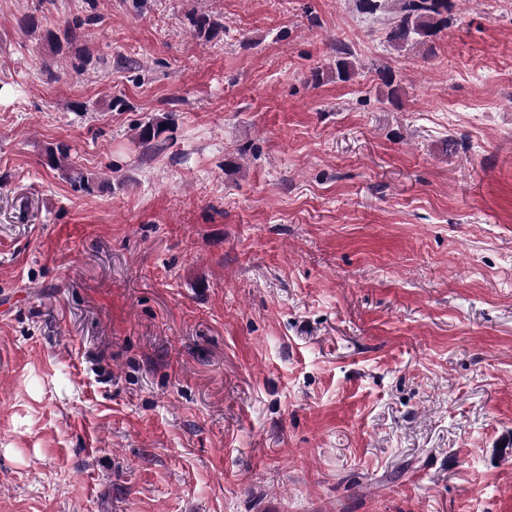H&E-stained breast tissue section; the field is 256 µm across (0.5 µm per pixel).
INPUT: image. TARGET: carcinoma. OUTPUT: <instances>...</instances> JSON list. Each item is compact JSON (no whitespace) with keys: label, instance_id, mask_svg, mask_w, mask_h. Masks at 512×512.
Here are the masks:
<instances>
[{"label":"carcinoma","instance_id":"obj_1","mask_svg":"<svg viewBox=\"0 0 512 512\" xmlns=\"http://www.w3.org/2000/svg\"><path fill=\"white\" fill-rule=\"evenodd\" d=\"M359 8L368 13L387 8L388 4L395 5L394 25L390 31V40L398 48L406 46L426 45L428 41L448 28V12L453 7L452 0H357ZM92 19H75L62 25L48 26L43 33V40L54 53L69 54L74 58L73 70L78 73L86 65V56L76 46L80 30ZM192 25L198 37L209 39L215 35L222 24L207 15L192 19ZM336 77L348 80L355 74L354 63L341 49L336 50ZM169 131L167 123L160 119H151L141 123L136 128L137 141L149 148L160 149L168 138L164 133ZM46 165L52 170L66 173L71 187L76 192H91L95 178L75 168L70 159V147L59 144L46 150Z\"/></svg>","mask_w":512,"mask_h":512}]
</instances>
